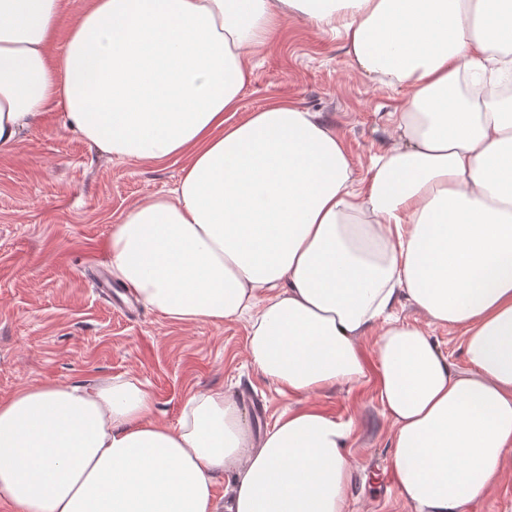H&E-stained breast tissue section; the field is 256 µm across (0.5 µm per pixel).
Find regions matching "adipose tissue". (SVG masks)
Listing matches in <instances>:
<instances>
[{"instance_id":"adipose-tissue-1","label":"adipose tissue","mask_w":512,"mask_h":512,"mask_svg":"<svg viewBox=\"0 0 512 512\" xmlns=\"http://www.w3.org/2000/svg\"><path fill=\"white\" fill-rule=\"evenodd\" d=\"M62 0H0V152L57 109L111 158L183 161L129 207L107 264L177 323L250 322L252 363L299 406L263 436L220 390L177 426L130 380L0 399V500L13 512H346L348 424L306 405L378 360L393 476L412 512H463L512 459V0H93L60 57ZM345 38L351 63L412 94L356 186L318 113L273 101L230 122L278 20ZM461 329L467 371L399 297Z\"/></svg>"}]
</instances>
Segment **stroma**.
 Returning a JSON list of instances; mask_svg holds the SVG:
<instances>
[{"mask_svg": "<svg viewBox=\"0 0 512 512\" xmlns=\"http://www.w3.org/2000/svg\"><path fill=\"white\" fill-rule=\"evenodd\" d=\"M251 67L231 121L276 100L320 113L345 141L359 181L392 144L388 113L411 94L375 86L351 64L342 38L295 17L282 20ZM181 174L178 162L100 154L55 112L0 153V397L43 382L133 377L151 392L156 418L173 426L189 391L221 389L257 433L296 406L252 363L246 320L180 324L145 307L127 316L94 288L112 226L138 200L171 193ZM392 313L424 329L456 370L468 369L458 329L432 324L404 297ZM309 402L351 427L347 512H410L393 480L392 422L373 385L337 386Z\"/></svg>", "mask_w": 512, "mask_h": 512, "instance_id": "stroma-1", "label": "stroma"}]
</instances>
